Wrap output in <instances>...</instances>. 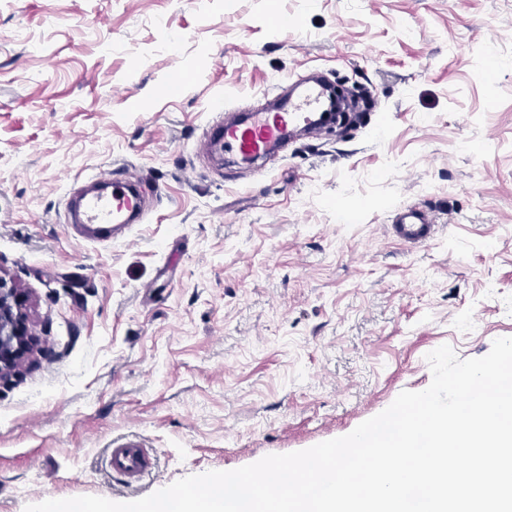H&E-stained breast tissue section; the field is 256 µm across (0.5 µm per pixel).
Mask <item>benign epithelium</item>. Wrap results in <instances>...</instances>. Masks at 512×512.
Wrapping results in <instances>:
<instances>
[{"mask_svg": "<svg viewBox=\"0 0 512 512\" xmlns=\"http://www.w3.org/2000/svg\"><path fill=\"white\" fill-rule=\"evenodd\" d=\"M30 344L26 316L17 290L0 278V381L15 371Z\"/></svg>", "mask_w": 512, "mask_h": 512, "instance_id": "benign-epithelium-1", "label": "benign epithelium"}]
</instances>
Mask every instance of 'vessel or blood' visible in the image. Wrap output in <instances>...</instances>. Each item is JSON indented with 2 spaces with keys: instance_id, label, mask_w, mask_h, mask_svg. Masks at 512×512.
Masks as SVG:
<instances>
[{
  "instance_id": "b4317fda",
  "label": "vessel or blood",
  "mask_w": 512,
  "mask_h": 512,
  "mask_svg": "<svg viewBox=\"0 0 512 512\" xmlns=\"http://www.w3.org/2000/svg\"><path fill=\"white\" fill-rule=\"evenodd\" d=\"M322 108L320 82H308L300 86L298 93L282 99L275 111L246 112L225 122L212 142L237 156L262 158L274 147L283 145L289 131L314 126ZM91 182L92 190L80 192L69 205V215L78 225L79 236L100 240L112 231L140 222L145 199L134 179L117 178L105 172L92 177ZM435 230L432 219L414 209L401 211L392 227L394 238L409 245L428 241ZM110 464L113 472L132 481L158 473L156 459L134 438L113 447Z\"/></svg>"
}]
</instances>
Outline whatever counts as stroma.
<instances>
[{
	"label": "stroma",
	"mask_w": 512,
	"mask_h": 512,
	"mask_svg": "<svg viewBox=\"0 0 512 512\" xmlns=\"http://www.w3.org/2000/svg\"><path fill=\"white\" fill-rule=\"evenodd\" d=\"M314 74L372 109L248 166L203 148ZM117 167L144 223L74 242L70 195ZM406 207L426 243L390 236ZM0 277L38 337L0 383V512L349 434L437 347L512 337V0H0ZM129 435L159 468L132 487ZM110 464L112 471L126 480L141 481L146 476L158 475L156 459L136 438H126L117 443L112 448Z\"/></svg>",
	"instance_id": "1"
}]
</instances>
